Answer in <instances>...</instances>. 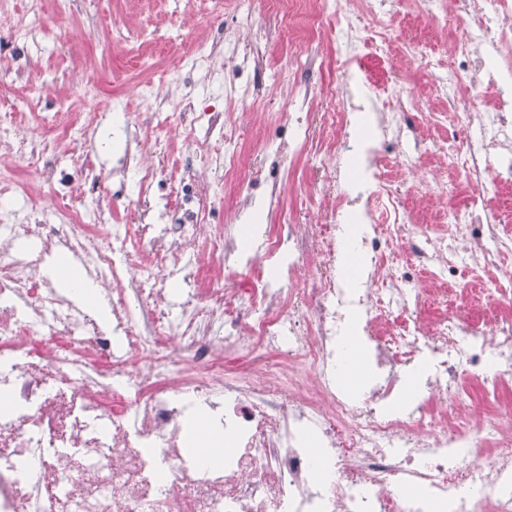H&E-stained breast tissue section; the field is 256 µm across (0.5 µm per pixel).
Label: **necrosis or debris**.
<instances>
[{
    "label": "necrosis or debris",
    "instance_id": "4bbe7bcc",
    "mask_svg": "<svg viewBox=\"0 0 512 512\" xmlns=\"http://www.w3.org/2000/svg\"><path fill=\"white\" fill-rule=\"evenodd\" d=\"M254 2L241 0L228 29L224 0H212L211 37L185 43L164 80L138 82L145 111L114 99L126 147L109 179L85 154L91 123L50 112L26 127L23 100L0 99V512H427L431 500L512 512V408L489 415L462 398L465 376L480 374L489 399L512 379V214L492 207L512 186V0L492 14L481 0L440 10L419 0L449 34L456 74L434 84L441 109L431 118L420 93L358 72L366 56L389 57L400 0H360L375 24L367 37L345 0H278L293 49L291 110L257 165L224 110L252 96L264 65ZM330 23L343 69L319 88L311 76ZM466 87L484 89L486 103L463 105ZM422 117L451 124L447 138L421 132ZM180 128L192 139L175 158L169 133ZM303 152L323 166L320 221L300 224L284 209L269 228L265 204ZM424 168L441 189L458 175L468 183L445 223L420 220L392 190ZM25 171L44 194L20 181ZM230 183L239 195L228 224ZM123 199L132 221L112 223ZM341 211L367 227L358 288L338 272ZM58 255L98 285L109 322L60 291L48 272ZM223 255L278 264L282 276L236 297L212 262ZM173 278L186 285L176 302ZM483 300L501 314L467 327L463 308ZM355 310L380 374L359 403L336 384L352 357L337 336ZM229 354L242 365L225 368ZM422 364V397L387 412ZM196 397L215 399L235 436L223 467L184 446ZM461 454L469 466H449Z\"/></svg>",
    "mask_w": 512,
    "mask_h": 512
}]
</instances>
